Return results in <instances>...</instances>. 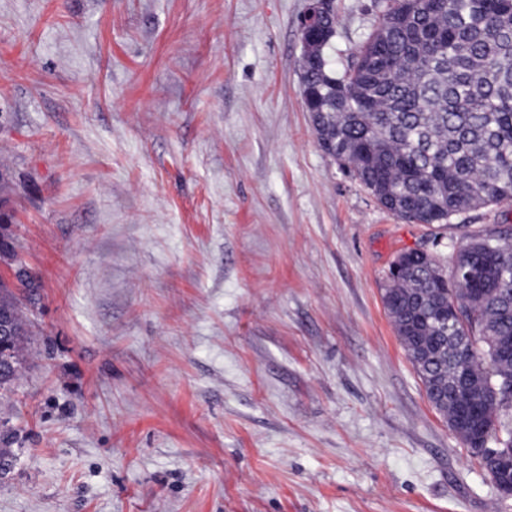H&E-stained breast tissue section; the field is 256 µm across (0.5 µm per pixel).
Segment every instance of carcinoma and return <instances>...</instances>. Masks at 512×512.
Returning a JSON list of instances; mask_svg holds the SVG:
<instances>
[{
	"instance_id": "obj_1",
	"label": "carcinoma",
	"mask_w": 512,
	"mask_h": 512,
	"mask_svg": "<svg viewBox=\"0 0 512 512\" xmlns=\"http://www.w3.org/2000/svg\"><path fill=\"white\" fill-rule=\"evenodd\" d=\"M378 21L342 75L326 57L336 37L328 7L301 35V94L320 146L347 165L378 203L415 224H447L470 210L512 203V0H379ZM491 241L493 249L484 247ZM464 263L483 269V300L448 319V291L472 297L427 253L402 252L383 302L432 406L447 421L468 402L459 381L473 368L480 426L512 454V236H470ZM0 319L9 335L0 389L26 363L30 323L14 289L35 287L13 238L0 233ZM486 347L485 366L477 344Z\"/></svg>"
}]
</instances>
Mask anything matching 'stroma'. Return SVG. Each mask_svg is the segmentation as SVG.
<instances>
[{"label":"stroma","instance_id":"stroma-1","mask_svg":"<svg viewBox=\"0 0 512 512\" xmlns=\"http://www.w3.org/2000/svg\"><path fill=\"white\" fill-rule=\"evenodd\" d=\"M311 0H0V175L39 287L0 512H512L382 296L512 205L409 223L319 146ZM343 71L375 0H334Z\"/></svg>","mask_w":512,"mask_h":512}]
</instances>
